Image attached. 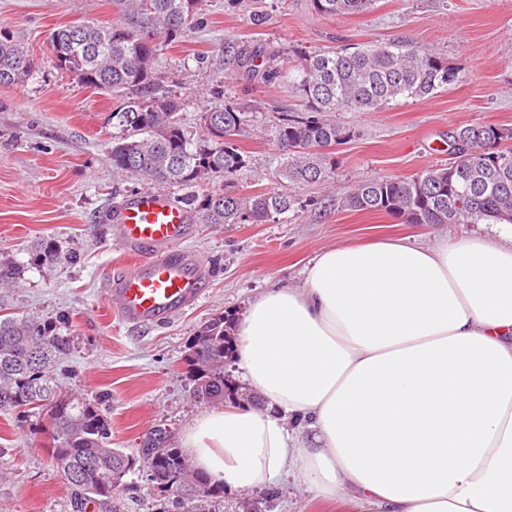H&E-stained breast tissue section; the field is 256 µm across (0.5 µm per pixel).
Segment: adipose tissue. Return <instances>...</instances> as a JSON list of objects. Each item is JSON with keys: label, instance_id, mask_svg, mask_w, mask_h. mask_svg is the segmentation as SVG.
I'll list each match as a JSON object with an SVG mask.
<instances>
[{"label": "adipose tissue", "instance_id": "adipose-tissue-1", "mask_svg": "<svg viewBox=\"0 0 512 512\" xmlns=\"http://www.w3.org/2000/svg\"><path fill=\"white\" fill-rule=\"evenodd\" d=\"M301 276L248 303L233 359L264 405L198 413L196 468L361 512H512V230L333 245Z\"/></svg>", "mask_w": 512, "mask_h": 512}]
</instances>
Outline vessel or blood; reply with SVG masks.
I'll list each match as a JSON object with an SVG mask.
<instances>
[{"label":"vessel or blood","instance_id":"b4317fda","mask_svg":"<svg viewBox=\"0 0 512 512\" xmlns=\"http://www.w3.org/2000/svg\"><path fill=\"white\" fill-rule=\"evenodd\" d=\"M114 219L116 246L137 258L132 268L109 276L102 290L107 308L121 321L165 323L202 296L205 275L183 248L190 235L184 208L144 192L124 200Z\"/></svg>","mask_w":512,"mask_h":512}]
</instances>
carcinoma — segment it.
Instances as JSON below:
<instances>
[{"label": "carcinoma", "instance_id": "carcinoma-1", "mask_svg": "<svg viewBox=\"0 0 512 512\" xmlns=\"http://www.w3.org/2000/svg\"><path fill=\"white\" fill-rule=\"evenodd\" d=\"M201 0H119L126 21L110 26L75 23L53 30L49 46L60 69L77 83L116 99L108 154L120 175L177 187L200 188L182 198L205 224L277 222L296 201L291 183L326 184L333 171L323 150L345 143L351 131L330 118L335 112H377L400 100L424 99L459 81L460 70L436 50L409 41L342 45L296 52L298 65L285 71L260 50L234 55L237 67L265 83L288 82L301 105L281 110L273 124L279 158L272 177L277 190L242 195L234 177L247 156L237 143L253 113L220 99L209 103L193 134L183 125L181 98L162 65L160 43H173L195 26ZM327 16L370 12L375 0H309ZM29 54L0 32V85L22 86L32 76ZM455 161L432 165L405 178L361 181L338 201L351 211H383L406 224H512V128L481 123L449 134ZM18 266L0 264V284L14 286ZM234 317L204 323L185 355L187 374L199 395L234 403L224 395V367L234 351ZM73 349L69 319L0 317V411L27 413L47 407L51 457L72 491L75 508L115 504L127 476L140 468L158 496L152 512H246L240 500L226 510L224 486H213L195 470L190 455L156 428L153 456L112 447V426L101 403L55 395L53 375Z\"/></svg>", "mask_w": 512, "mask_h": 512}]
</instances>
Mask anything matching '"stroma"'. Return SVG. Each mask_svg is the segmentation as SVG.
<instances>
[{
    "label": "stroma",
    "instance_id": "obj_1",
    "mask_svg": "<svg viewBox=\"0 0 512 512\" xmlns=\"http://www.w3.org/2000/svg\"><path fill=\"white\" fill-rule=\"evenodd\" d=\"M201 26L164 46L161 59L186 106L184 125L197 129L212 87L255 112L238 142L249 164L235 178L241 193L274 189L277 149L269 138L275 112L297 106L285 83L248 79L229 63L227 48L260 45L281 68L295 65L293 48L315 52L346 43L411 39L437 48L461 71L460 82L431 97L377 112H340L352 130L325 158L331 186L300 184L290 193L305 207L268 224H205L192 218L185 247L210 274L202 300L157 326L128 325L111 314L102 289L131 260L115 249L112 213L145 191L185 196L182 188L145 184L112 170L111 96L83 87L55 67L47 37L75 21L120 23L115 0H0V29L28 48L34 64L21 86L0 85V262L24 266L19 287L0 288V314L43 319L67 314L74 350L59 372L61 393L105 398L112 445L141 448L155 427L173 435L208 409L186 377L184 355L194 332L211 317L242 314L275 284H296L319 249L383 236L428 240L481 233L477 224H404L380 212L339 208L360 180L403 178L451 162L448 133L481 123L512 127V0H377L364 15L323 17L307 0H263L268 17L254 25L252 0H202ZM60 258L37 262L43 244ZM48 415L0 414V512H73L71 491L49 454ZM273 512H359L355 501H325L289 483Z\"/></svg>",
    "mask_w": 512,
    "mask_h": 512
}]
</instances>
